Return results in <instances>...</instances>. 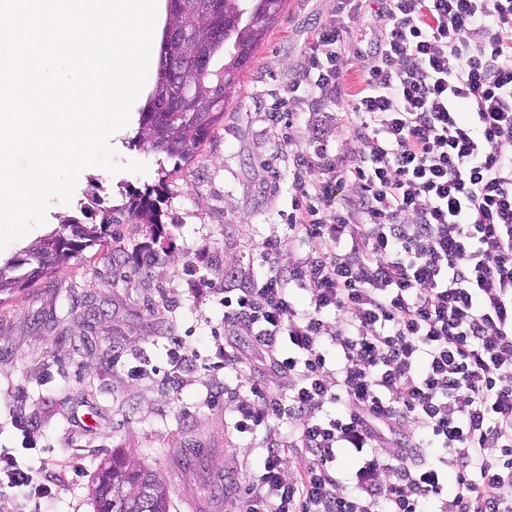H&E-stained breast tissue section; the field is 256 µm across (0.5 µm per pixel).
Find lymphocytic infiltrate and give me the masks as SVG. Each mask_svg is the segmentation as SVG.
I'll return each instance as SVG.
<instances>
[{
    "label": "lymphocytic infiltrate",
    "instance_id": "f902f5d3",
    "mask_svg": "<svg viewBox=\"0 0 512 512\" xmlns=\"http://www.w3.org/2000/svg\"><path fill=\"white\" fill-rule=\"evenodd\" d=\"M384 4L356 93L342 29L312 47L306 89L343 107L351 152L328 178L296 156L288 233L263 257L299 239L316 257L224 291V329L241 337L218 348L234 428L266 434L244 512H512V0ZM246 347L285 394L244 372ZM4 488L57 492L0 451Z\"/></svg>",
    "mask_w": 512,
    "mask_h": 512
}]
</instances>
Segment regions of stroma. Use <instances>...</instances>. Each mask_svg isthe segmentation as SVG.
<instances>
[{"label": "stroma", "mask_w": 512, "mask_h": 512, "mask_svg": "<svg viewBox=\"0 0 512 512\" xmlns=\"http://www.w3.org/2000/svg\"><path fill=\"white\" fill-rule=\"evenodd\" d=\"M381 0L348 17L340 0H287L277 27L241 77L224 120L193 159H160L129 128L114 161L146 173L89 167L70 203L52 201L45 232L96 192L113 205L129 190L162 187L157 224H116L104 246L86 248L20 293L0 295V448L44 467L64 491L52 512H93L92 488L106 460L131 452L159 473L170 512H232L264 455V435L234 429L216 368L223 289L262 275L266 241L283 237L297 192L295 155L327 171L346 150L333 131L344 112L306 95L283 108L322 27H342L349 48L369 54ZM192 351L177 364L171 337ZM152 370L129 372L143 361Z\"/></svg>", "instance_id": "obj_1"}]
</instances>
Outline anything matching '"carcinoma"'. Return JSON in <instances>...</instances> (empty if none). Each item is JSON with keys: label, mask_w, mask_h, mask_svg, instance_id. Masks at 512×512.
<instances>
[{"label": "carcinoma", "mask_w": 512, "mask_h": 512, "mask_svg": "<svg viewBox=\"0 0 512 512\" xmlns=\"http://www.w3.org/2000/svg\"><path fill=\"white\" fill-rule=\"evenodd\" d=\"M285 0H180L177 21L190 29L196 44L161 46V77L140 114L138 143L157 154L187 160L208 140L224 119V106L239 91L240 75L278 19ZM205 47L207 69L195 67V45ZM223 57L219 68L215 57ZM187 82L185 95L173 87L175 71ZM161 195L155 190L128 193L117 209L100 195L80 203V212L100 216L97 223L75 217L23 253L0 265V294L21 292L80 252L101 246L112 225L123 216L139 224H157ZM31 266L21 272L25 266ZM168 488L162 477L131 457H115L96 478L94 512H169Z\"/></svg>", "instance_id": "cac0c4a2"}]
</instances>
